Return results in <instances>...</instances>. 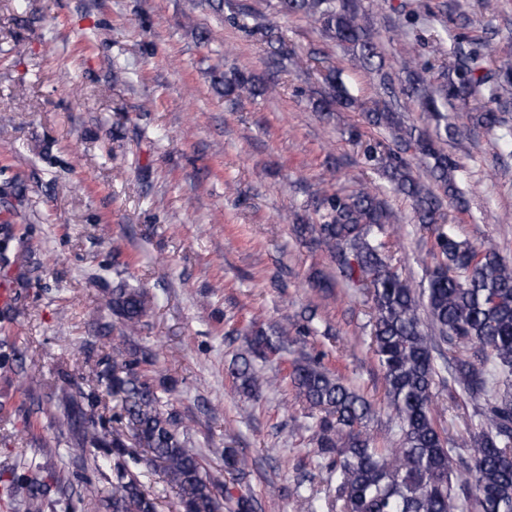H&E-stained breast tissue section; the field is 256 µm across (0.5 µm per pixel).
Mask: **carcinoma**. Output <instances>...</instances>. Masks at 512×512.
<instances>
[{
  "instance_id": "1",
  "label": "carcinoma",
  "mask_w": 512,
  "mask_h": 512,
  "mask_svg": "<svg viewBox=\"0 0 512 512\" xmlns=\"http://www.w3.org/2000/svg\"><path fill=\"white\" fill-rule=\"evenodd\" d=\"M283 15L304 14L318 30L343 46L351 60L377 73L383 91L392 86L373 19L362 0H278ZM249 32L266 46L274 64L285 67L291 54L278 30L257 21ZM434 84L418 72V56L397 61L406 76V99L395 106L378 103L365 109L366 123L390 133L392 142L367 149L394 190L414 205L419 224L434 236L439 260L427 285L414 286L403 269L388 258L396 214L372 190L360 187L323 196L317 206L320 222L296 224L295 233L324 247L341 277L361 288L372 301L371 348L386 384V399L397 433L390 445L378 446L365 431L372 407L338 371L315 359H298L281 378L257 375L248 360L236 365L239 390L252 395L278 380H287L309 408L318 412L309 426L318 467L336 485L343 512H512V263L491 246L457 240L448 225L440 195L464 206L457 185L460 167L440 147L443 139L462 141L463 131H503L504 151L512 156V68L482 72L477 49L450 61L441 44L433 46ZM275 85L259 84L238 74L224 79V97L243 92L262 95ZM309 99L318 112L353 104L341 72L328 66L323 87ZM474 103L448 121L442 107ZM430 113L434 128L420 129L404 120L409 105ZM101 305L121 320L128 335L137 334L151 309L140 288L119 282L105 292ZM288 332L273 340L261 329L251 330L254 353L279 356ZM439 352L436 361L433 351ZM449 379H443L442 372ZM95 382L117 398L140 447L160 463L169 484L181 493V512H224L218 500L220 482L205 470L200 453L190 444L189 419L162 409L167 378L148 357L122 358L116 351L96 372ZM448 383V405L462 397L475 402L479 431L448 441L438 419L437 387ZM49 402L60 410L59 424L94 467H112L106 490L89 481L84 493L112 507V512H157V504L126 461L123 434L106 429L93 409L64 387ZM46 488L36 485L25 501V512H43Z\"/></svg>"
}]
</instances>
